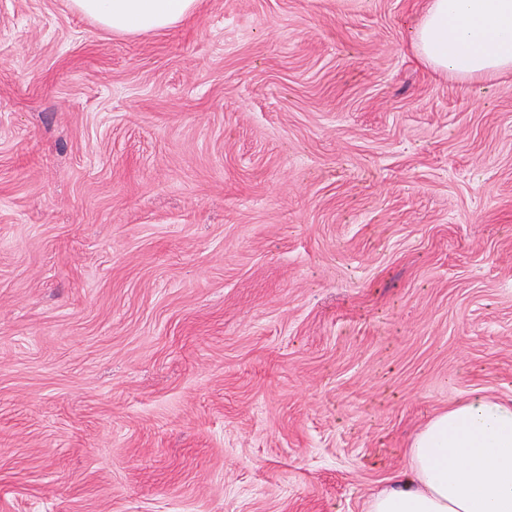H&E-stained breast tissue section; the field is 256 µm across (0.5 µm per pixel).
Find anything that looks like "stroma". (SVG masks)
Returning a JSON list of instances; mask_svg holds the SVG:
<instances>
[{
  "label": "stroma",
  "mask_w": 512,
  "mask_h": 512,
  "mask_svg": "<svg viewBox=\"0 0 512 512\" xmlns=\"http://www.w3.org/2000/svg\"><path fill=\"white\" fill-rule=\"evenodd\" d=\"M426 0H0V512H365L512 398V75ZM196 0H73L76 10L110 32L169 29L187 18ZM412 45L427 64L453 77L512 74V0H427Z\"/></svg>",
  "instance_id": "stroma-1"
}]
</instances>
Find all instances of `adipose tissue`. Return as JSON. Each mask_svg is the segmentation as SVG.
<instances>
[{
  "label": "adipose tissue",
  "instance_id": "obj_1",
  "mask_svg": "<svg viewBox=\"0 0 512 512\" xmlns=\"http://www.w3.org/2000/svg\"><path fill=\"white\" fill-rule=\"evenodd\" d=\"M105 30L169 29L196 0H73ZM431 67L460 79L512 74V0H427L412 35ZM366 512H512V399L473 391L413 437L407 464Z\"/></svg>",
  "mask_w": 512,
  "mask_h": 512
}]
</instances>
